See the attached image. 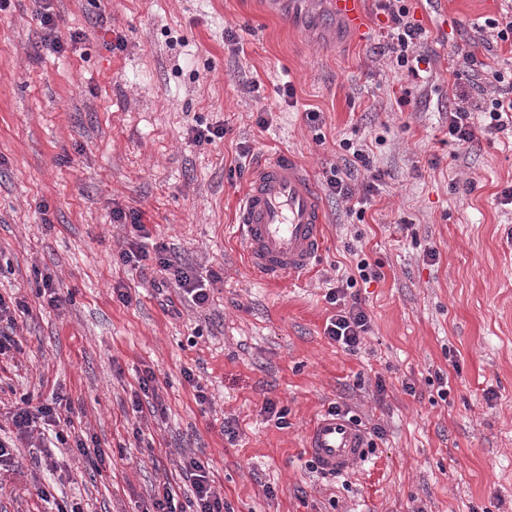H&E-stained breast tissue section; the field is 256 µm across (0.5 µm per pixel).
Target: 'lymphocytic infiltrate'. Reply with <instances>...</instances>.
I'll use <instances>...</instances> for the list:
<instances>
[{"label":"lymphocytic infiltrate","instance_id":"lymphocytic-infiltrate-1","mask_svg":"<svg viewBox=\"0 0 512 512\" xmlns=\"http://www.w3.org/2000/svg\"><path fill=\"white\" fill-rule=\"evenodd\" d=\"M379 3L389 20L385 43L387 52L397 69L412 76L418 75L423 58L416 55L415 50L425 37L424 29L410 20L407 0H379ZM465 61L471 68L474 79H481L487 73L496 84V96L483 100L479 106L480 112L488 116L485 131L492 133L506 128L507 124L512 123V71L491 68L471 53L466 55ZM112 216L117 222L130 223L134 230L132 239L121 253L124 264L139 267L145 261H153L163 279L174 280L179 290L194 305L201 307L208 303L210 293L205 283L191 268L183 266L177 256L170 253L165 243L151 242V234L145 224H142L138 210L117 209ZM379 276V271L366 260H359L354 272L337 278L335 287L328 289L325 295L328 303L337 307L336 314L330 317L326 325L325 333L347 351L357 350L371 328V319L353 287L357 280L368 281ZM31 399V394H22L20 407L15 408L12 413L16 441L32 439L37 426L42 424L55 427V439L60 445L71 442L79 453H86V444L80 440L71 441L69 432L62 429L61 417L54 407L46 404L39 406L37 410H30ZM182 473L191 481L192 499L185 505L179 503L173 486L166 482L153 497L152 512H234L230 503L215 489L213 475L207 465L192 457L185 462Z\"/></svg>","mask_w":512,"mask_h":512}]
</instances>
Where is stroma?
I'll return each mask as SVG.
<instances>
[{
	"label": "stroma",
	"instance_id": "obj_1",
	"mask_svg": "<svg viewBox=\"0 0 512 512\" xmlns=\"http://www.w3.org/2000/svg\"><path fill=\"white\" fill-rule=\"evenodd\" d=\"M49 4L58 53L35 0L0 10V295L30 306L21 351L0 356V430L22 394L57 397L105 461L46 432L0 475V512H44L37 479L85 512H144L166 482L183 503L187 455L234 512H512V125L484 133L473 111L477 141L453 159L446 145L449 110L478 99L464 53L512 69V44L477 31L505 0H409L426 31L417 79L382 54L376 0L363 38L330 0ZM215 126L223 138L193 142ZM344 138L369 167L345 164ZM281 151L318 185L325 243L310 273L271 285L246 262L234 207ZM334 166L350 167L361 207L328 188ZM117 208L139 210L200 275L219 273L208 305L153 288V265L122 263L131 227ZM361 259L382 276L354 288L371 330L348 352L325 334V294ZM148 371L165 411L142 419L132 404ZM335 404L382 430L336 477L306 467L307 435ZM50 459L77 481H58ZM40 9L37 14L40 17V23L45 29L44 44L53 52H61L64 48L61 35H59L57 22L54 14L50 12L49 6L46 4L39 5Z\"/></svg>",
	"mask_w": 512,
	"mask_h": 512
}]
</instances>
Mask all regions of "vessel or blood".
<instances>
[{"label": "vessel or blood", "mask_w": 512, "mask_h": 512, "mask_svg": "<svg viewBox=\"0 0 512 512\" xmlns=\"http://www.w3.org/2000/svg\"><path fill=\"white\" fill-rule=\"evenodd\" d=\"M333 11L350 31L367 30L364 0H332ZM325 212L316 182L291 153L265 159L241 193L236 233L250 269L269 283L306 274L324 243ZM307 452L329 472L361 466L368 449L349 420L325 415L312 427Z\"/></svg>", "instance_id": "b4317fda"}]
</instances>
